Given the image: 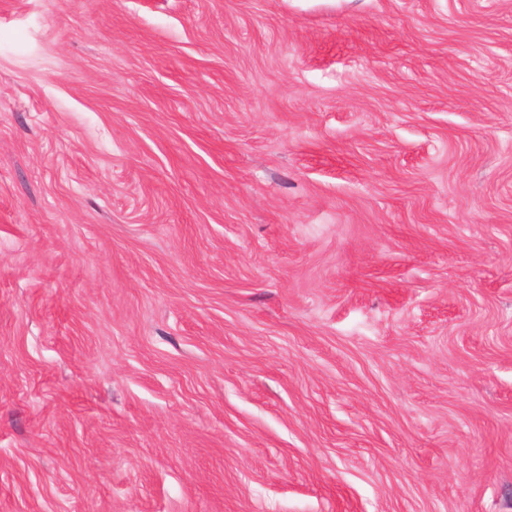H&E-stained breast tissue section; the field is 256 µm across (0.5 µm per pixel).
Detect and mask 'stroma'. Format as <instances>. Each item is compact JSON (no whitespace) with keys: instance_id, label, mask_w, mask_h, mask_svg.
<instances>
[{"instance_id":"1","label":"stroma","mask_w":512,"mask_h":512,"mask_svg":"<svg viewBox=\"0 0 512 512\" xmlns=\"http://www.w3.org/2000/svg\"><path fill=\"white\" fill-rule=\"evenodd\" d=\"M0 512H512V0H0Z\"/></svg>"}]
</instances>
